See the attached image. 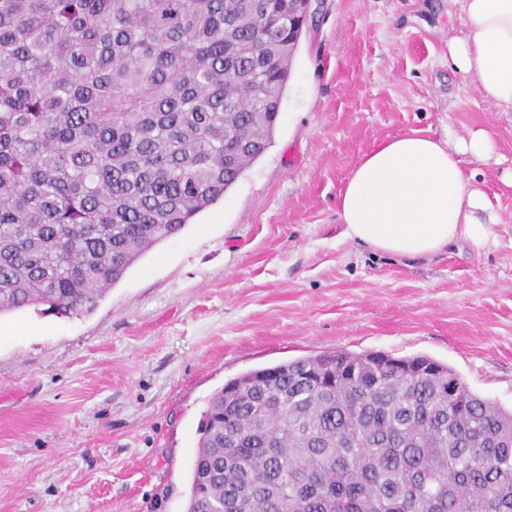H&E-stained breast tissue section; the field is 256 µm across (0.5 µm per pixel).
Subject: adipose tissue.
Segmentation results:
<instances>
[{"label": "adipose tissue", "instance_id": "adipose-tissue-1", "mask_svg": "<svg viewBox=\"0 0 512 512\" xmlns=\"http://www.w3.org/2000/svg\"><path fill=\"white\" fill-rule=\"evenodd\" d=\"M458 2L466 30L449 37V59L487 101L512 109V0ZM495 148L483 128L453 145L417 131L381 142L361 156L339 195L346 236L405 260L459 244L486 252L497 243L498 218L460 163L465 155L487 159Z\"/></svg>", "mask_w": 512, "mask_h": 512}]
</instances>
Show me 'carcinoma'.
Here are the masks:
<instances>
[{"instance_id": "obj_1", "label": "carcinoma", "mask_w": 512, "mask_h": 512, "mask_svg": "<svg viewBox=\"0 0 512 512\" xmlns=\"http://www.w3.org/2000/svg\"><path fill=\"white\" fill-rule=\"evenodd\" d=\"M301 36L288 0H0V314L93 310L222 200ZM187 512H512V409L427 356L254 370L208 401Z\"/></svg>"}]
</instances>
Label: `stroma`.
<instances>
[{
  "label": "stroma",
  "mask_w": 512,
  "mask_h": 512,
  "mask_svg": "<svg viewBox=\"0 0 512 512\" xmlns=\"http://www.w3.org/2000/svg\"><path fill=\"white\" fill-rule=\"evenodd\" d=\"M454 0H322L271 146L223 200L158 243L96 308L0 315V512H186L208 398L324 352L427 355L512 408V110L448 57ZM489 129L461 167L501 245L413 264L348 239L359 158L416 130Z\"/></svg>",
  "instance_id": "obj_1"
}]
</instances>
